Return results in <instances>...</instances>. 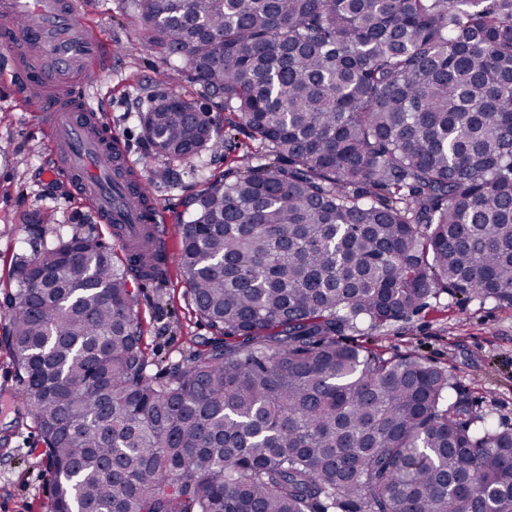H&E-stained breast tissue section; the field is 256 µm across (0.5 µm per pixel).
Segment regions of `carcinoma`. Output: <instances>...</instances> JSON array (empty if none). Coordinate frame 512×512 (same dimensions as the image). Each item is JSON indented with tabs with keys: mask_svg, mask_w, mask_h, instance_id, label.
Here are the masks:
<instances>
[{
	"mask_svg": "<svg viewBox=\"0 0 512 512\" xmlns=\"http://www.w3.org/2000/svg\"><path fill=\"white\" fill-rule=\"evenodd\" d=\"M135 5L234 114L150 97L156 154L261 144L183 220L195 312L238 343L151 379L138 262L32 225L6 339L51 512H512V429L420 356L343 339L442 290L512 304V0Z\"/></svg>",
	"mask_w": 512,
	"mask_h": 512,
	"instance_id": "cac0c4a2",
	"label": "carcinoma"
}]
</instances>
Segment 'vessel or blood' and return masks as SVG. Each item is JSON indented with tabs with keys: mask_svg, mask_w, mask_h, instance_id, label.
I'll return each mask as SVG.
<instances>
[{
	"mask_svg": "<svg viewBox=\"0 0 512 512\" xmlns=\"http://www.w3.org/2000/svg\"><path fill=\"white\" fill-rule=\"evenodd\" d=\"M80 8V0H0V45L10 49L0 82L18 88L37 109L54 171L70 176L101 223L120 225L114 240L123 253L143 242L150 255L167 258L158 210L141 216L144 185L85 102L112 46L80 19Z\"/></svg>",
	"mask_w": 512,
	"mask_h": 512,
	"instance_id": "1",
	"label": "vessel or blood"
}]
</instances>
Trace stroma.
I'll return each instance as SVG.
<instances>
[{
	"instance_id": "35a3bbf8",
	"label": "stroma",
	"mask_w": 512,
	"mask_h": 512,
	"mask_svg": "<svg viewBox=\"0 0 512 512\" xmlns=\"http://www.w3.org/2000/svg\"><path fill=\"white\" fill-rule=\"evenodd\" d=\"M81 17L112 45V69L97 80L98 115L127 149L133 173L149 181L154 203L167 220V275L138 291L148 373L164 379L185 365L191 351L206 348L215 338L194 311L179 263L185 205L203 192L207 176L239 166L257 143L242 127L235 132L236 151L166 164L154 154L137 119L149 97L184 95L223 123L232 120V113L225 111L222 99L205 91L189 66L160 80L166 64L150 45L132 0H81ZM51 166L46 136L29 103L0 83V512H50L53 498L36 424L14 398L19 378L5 341L6 301L17 290L13 264L16 254L30 249L28 224L36 215L54 228L80 218L87 233L105 244L113 242L68 181L50 176ZM345 338L389 356L418 354L448 371L478 414L496 427L512 429V306L462 301L443 290L417 313L380 328L347 330Z\"/></svg>"
}]
</instances>
